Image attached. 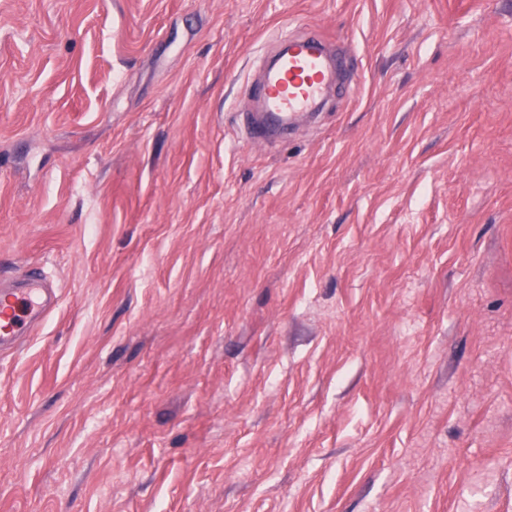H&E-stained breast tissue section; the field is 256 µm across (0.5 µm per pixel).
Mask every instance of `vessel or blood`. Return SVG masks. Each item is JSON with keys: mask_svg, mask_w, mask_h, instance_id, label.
Segmentation results:
<instances>
[{"mask_svg": "<svg viewBox=\"0 0 512 512\" xmlns=\"http://www.w3.org/2000/svg\"><path fill=\"white\" fill-rule=\"evenodd\" d=\"M338 62L330 43L316 31L285 38V48L257 84L262 120L252 122L249 138L260 143L270 130L291 126L313 110L336 82ZM52 308V291L42 278H25L22 287L0 290V348L31 336Z\"/></svg>", "mask_w": 512, "mask_h": 512, "instance_id": "1", "label": "vessel or blood"}]
</instances>
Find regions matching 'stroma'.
<instances>
[{
    "label": "stroma",
    "mask_w": 512,
    "mask_h": 512,
    "mask_svg": "<svg viewBox=\"0 0 512 512\" xmlns=\"http://www.w3.org/2000/svg\"><path fill=\"white\" fill-rule=\"evenodd\" d=\"M353 69L249 141L282 33ZM0 512H512V0H0ZM52 288L41 277L25 278L22 288H1L0 348L31 336L52 309Z\"/></svg>",
    "instance_id": "1"
}]
</instances>
